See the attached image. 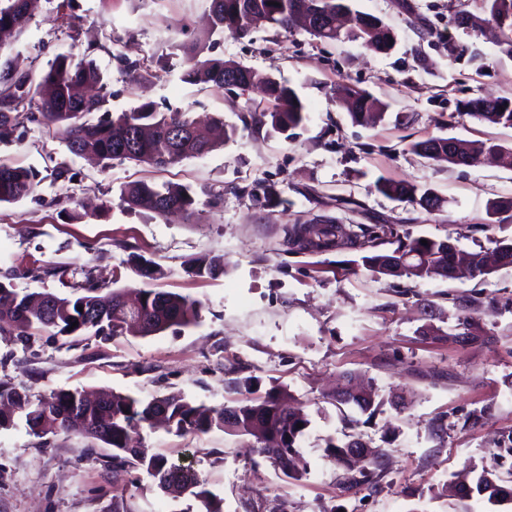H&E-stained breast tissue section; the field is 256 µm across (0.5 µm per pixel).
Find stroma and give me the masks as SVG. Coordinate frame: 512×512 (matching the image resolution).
Returning <instances> with one entry per match:
<instances>
[{"mask_svg":"<svg viewBox=\"0 0 512 512\" xmlns=\"http://www.w3.org/2000/svg\"><path fill=\"white\" fill-rule=\"evenodd\" d=\"M352 9L384 19L397 35L382 54L358 42L321 41L300 28L258 30L239 38L214 35V54L272 74L296 90L307 120L293 139L248 126L253 90H221L182 78V26L207 30L209 0H35L30 23L0 46V62L19 72L47 69L57 55L85 58L108 77L113 111L145 102L162 112L219 115L237 133L206 155L163 172L132 161L101 165L71 154L55 134L18 109L0 162L33 168L35 191L0 204V280L21 292L69 295L67 285L39 278L51 264L89 272L93 282L160 288L202 303L196 326L155 336L103 340L44 332L19 341L0 334V382L40 396L59 388L117 391L145 400L178 392L218 407L245 390L285 394L310 424L301 443V480L253 465L246 439L215 429L201 436L147 430L148 453L195 472L222 501L223 512H446L444 490L467 464L495 469L494 443L512 433V310L479 311L484 339L460 344L457 304L476 291L512 296V267L486 281L408 279L357 266L359 252H289L286 228L329 215L345 225L385 219L410 237L457 239L461 248L512 238V220L487 225V209L512 198V168L484 163L461 168L422 158L411 142L431 137L492 140L512 146V128L461 114L463 102L512 99V59L492 33L455 26L464 9L482 16L479 0H350ZM369 92L388 105L373 127L341 107L343 88ZM64 163L67 178L52 174ZM426 186L445 199L429 214L379 194L377 179ZM140 179L192 186L201 220L155 217L121 205L119 189ZM276 189L281 203L268 205ZM223 196L220 207L207 196ZM224 258L218 277L185 273L191 257ZM161 269L138 276L135 256ZM433 301L435 319L423 312ZM445 339L420 335L426 323ZM351 373L372 381L381 405L373 418L338 409L331 392ZM404 395L406 407L390 401ZM487 410L483 424L467 415ZM386 466L375 492L347 495L323 441L339 438L345 418ZM444 430L434 433L433 419ZM104 444L77 435L41 439L25 425L0 429V512H205L192 498L173 499L134 470L114 477Z\"/></svg>","mask_w":512,"mask_h":512,"instance_id":"35a3bbf8","label":"stroma"}]
</instances>
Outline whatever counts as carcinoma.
I'll return each instance as SVG.
<instances>
[{
    "mask_svg": "<svg viewBox=\"0 0 512 512\" xmlns=\"http://www.w3.org/2000/svg\"><path fill=\"white\" fill-rule=\"evenodd\" d=\"M487 13L486 21L499 29L500 51L512 57V0H481ZM326 8L329 16L324 26L308 30L323 41H360L375 50L388 53L396 45L394 30L383 19L358 13L354 25L344 28L342 17L350 11L348 0H210L211 32H228L245 36L261 28L286 29L300 21V17L314 8ZM29 22L25 0H0V30L6 29L20 36ZM187 68L184 80L192 84H211L224 88V76L238 73L243 87L253 84L265 86L268 106L250 111L252 124L284 133L301 127L306 120L305 107L295 90L271 75L222 58L201 59L205 44L197 38L183 45ZM111 94L106 92L104 73L91 61L76 62L68 55H58L47 70L16 73L5 66L0 70V141L13 136L19 107H28L32 121L47 127L60 137L74 155H94L110 163L131 160L151 168L164 170L183 160L212 151L218 143L209 137V129L201 121L180 112H159L152 104L114 112L110 107ZM352 120L361 125L382 121L387 105L365 91L353 90L346 100ZM464 112L481 122L512 127V100L501 98L489 105L482 98L464 104ZM172 127L182 132L176 142L169 137ZM441 158L455 166L472 167L487 154H507L512 147L491 141L466 140L456 137H435L410 144L414 153L433 159L434 150ZM37 174L27 168L0 163V203H16L33 193ZM375 190L385 197L416 205L433 213L425 202L434 197V203L443 200L430 189L412 183L378 180ZM120 202L128 209L151 213L158 217L173 212L182 214L192 223L198 220L197 200L186 185L163 183L157 185L136 181L120 189ZM421 238L398 235L393 224H361L359 231L324 218L314 224H295L290 230L291 249L331 251L341 242L362 250L361 265L374 274L391 275L412 281L441 278L454 280L450 273L456 255L462 253L453 239ZM397 244L391 251H379L383 244ZM411 255L403 264L397 253ZM185 272L195 278H213L224 272L223 257L201 255L186 262ZM79 270L65 265L42 268L45 278L59 281L69 279L72 292L68 296L46 293L52 305L45 308L32 302L34 293L20 292L10 281H0V333L9 331L18 338L49 331L54 336H80L90 331L94 336H152L171 328L182 329L198 324L202 303L186 295L153 288H137L142 299L138 310L139 324L124 319L127 289H116L106 296L108 306L99 304L101 296L91 287L89 276L77 279ZM512 309V297L473 295L459 302L457 324L470 328L469 341L484 335L475 317L485 305ZM83 311H78V308ZM77 327H72L73 322ZM353 406L363 413H374L379 407L376 392L359 389L349 400L336 406ZM165 413L167 425L178 434H206L214 428L236 435L248 436L254 442L247 444L278 474L297 480L307 470V462L300 452V442L309 425L307 416L298 411L283 416L278 396L272 392L263 398L246 397L234 405L221 408L197 405L180 393L155 396L149 401L130 394L112 392L100 400L89 398L78 389H59L47 396L32 398L25 390L0 382V428L9 429L22 422L33 435L42 438L48 434L76 432L112 448L110 463L113 471H145L159 488L171 486L202 501L206 512H221V501L201 487L196 474L189 468L168 462L160 455H147L138 446L142 430L152 426L156 414ZM302 427H297V424ZM361 438L358 433L337 443L329 438L325 456L343 471L342 488L347 493L362 490L373 492L384 466V453L376 451L362 466H354L344 458L348 442ZM494 458L500 469L477 470L469 464L456 474L455 487L459 498L477 495L494 506L512 501V433L507 441L495 443Z\"/></svg>",
    "mask_w": 512,
    "mask_h": 512,
    "instance_id": "carcinoma-1",
    "label": "carcinoma"
}]
</instances>
